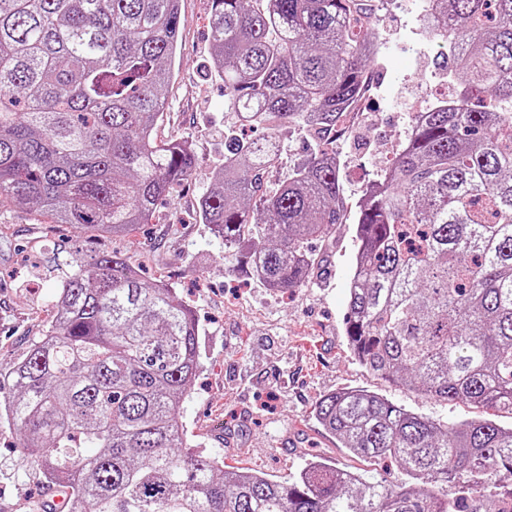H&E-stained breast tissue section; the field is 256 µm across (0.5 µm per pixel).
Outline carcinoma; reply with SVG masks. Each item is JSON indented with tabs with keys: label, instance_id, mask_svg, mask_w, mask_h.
Instances as JSON below:
<instances>
[{
	"label": "carcinoma",
	"instance_id": "1",
	"mask_svg": "<svg viewBox=\"0 0 512 512\" xmlns=\"http://www.w3.org/2000/svg\"><path fill=\"white\" fill-rule=\"evenodd\" d=\"M440 9L429 26L463 89L422 113L358 202L345 333L377 377L483 416L448 423L345 389L316 419L370 470L311 453L273 479L185 453L195 315L103 252L61 270L43 336L0 373L21 453L64 512H512V427L492 419L512 414V0ZM368 23L363 0H211L209 69L240 126L268 133L224 132L197 214L269 288L306 283L344 191L318 147L263 191L268 151L287 127L336 133L372 61ZM179 29L180 0H0V204L91 235L150 223L199 166L187 140L154 136ZM388 460L409 480L378 479Z\"/></svg>",
	"mask_w": 512,
	"mask_h": 512
}]
</instances>
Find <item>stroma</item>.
Returning a JSON list of instances; mask_svg holds the SVG:
<instances>
[{
    "label": "stroma",
    "mask_w": 512,
    "mask_h": 512,
    "mask_svg": "<svg viewBox=\"0 0 512 512\" xmlns=\"http://www.w3.org/2000/svg\"><path fill=\"white\" fill-rule=\"evenodd\" d=\"M209 12L210 0H181L174 76L156 127L159 141L189 138L200 167L158 201L149 224L114 241L46 223L26 205L0 207V372L42 336L61 267L114 249L144 280L166 281L194 308L202 369L183 402L182 420L190 443L223 456L226 464L283 477L304 467L305 449L318 448L337 467L353 465L315 418L317 400L344 388L375 391L416 414L451 423L478 417L473 406L438 402L381 380L351 359L345 336L356 245L353 208L399 149L415 91H457L414 0H388L371 14L377 36L389 46L368 75L385 95L366 101V123L336 145L345 219L329 238L311 242L317 264L307 284L275 291L253 279L239 259L225 256L197 217L206 174L223 163L224 128L234 121L224 107L223 81L204 67ZM317 140L299 127L284 133L282 160L265 177V190L286 182ZM18 443L1 417L0 512H35L47 493L35 470L23 464Z\"/></svg>",
    "instance_id": "35a3bbf8"
}]
</instances>
